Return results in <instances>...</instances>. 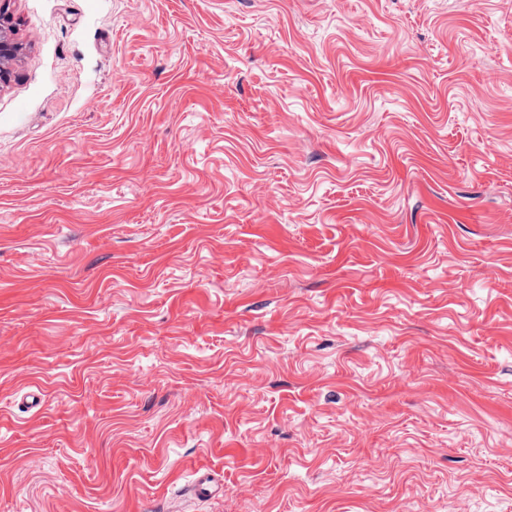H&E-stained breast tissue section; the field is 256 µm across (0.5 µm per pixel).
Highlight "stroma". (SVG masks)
I'll use <instances>...</instances> for the list:
<instances>
[{
    "label": "stroma",
    "instance_id": "obj_1",
    "mask_svg": "<svg viewBox=\"0 0 512 512\" xmlns=\"http://www.w3.org/2000/svg\"><path fill=\"white\" fill-rule=\"evenodd\" d=\"M0 25V512H512V0ZM192 472L195 475L192 489L198 498L207 500L224 490V484L211 467L198 466Z\"/></svg>",
    "mask_w": 512,
    "mask_h": 512
}]
</instances>
